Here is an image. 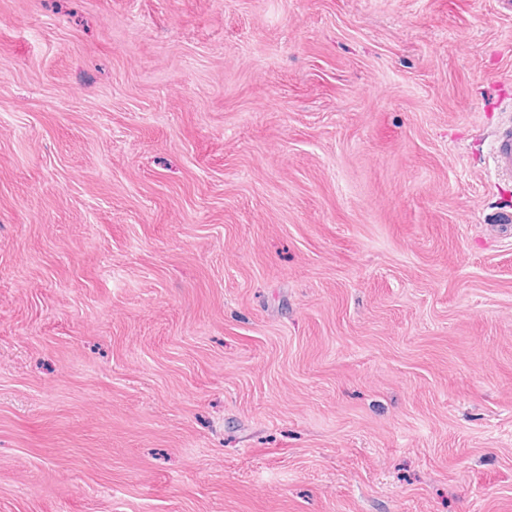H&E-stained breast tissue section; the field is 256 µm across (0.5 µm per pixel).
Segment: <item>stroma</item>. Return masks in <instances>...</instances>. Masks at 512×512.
Returning <instances> with one entry per match:
<instances>
[{"label":"stroma","instance_id":"stroma-1","mask_svg":"<svg viewBox=\"0 0 512 512\" xmlns=\"http://www.w3.org/2000/svg\"><path fill=\"white\" fill-rule=\"evenodd\" d=\"M512 0H0V512H512ZM490 156L494 170L501 176L512 177V127L499 132L491 145Z\"/></svg>","mask_w":512,"mask_h":512}]
</instances>
